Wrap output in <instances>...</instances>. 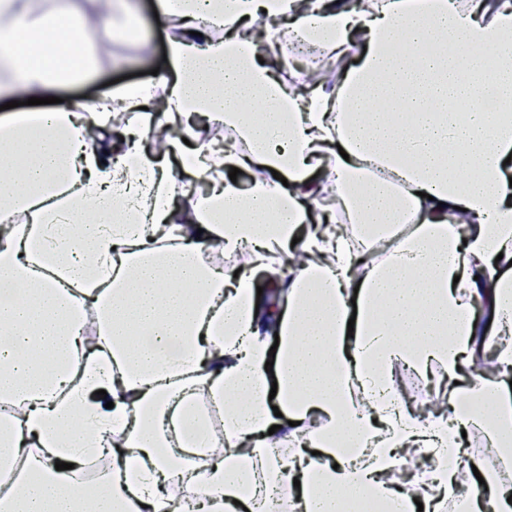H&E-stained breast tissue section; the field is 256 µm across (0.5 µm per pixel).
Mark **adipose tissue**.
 Returning a JSON list of instances; mask_svg holds the SVG:
<instances>
[{"instance_id": "obj_1", "label": "adipose tissue", "mask_w": 512, "mask_h": 512, "mask_svg": "<svg viewBox=\"0 0 512 512\" xmlns=\"http://www.w3.org/2000/svg\"><path fill=\"white\" fill-rule=\"evenodd\" d=\"M154 9L179 23L164 77L0 118V473L27 470L0 512H275L283 490L296 512H512L461 439L512 447V0ZM95 30L143 33L134 0H0V98L92 80ZM292 33L356 60L331 85L277 78ZM198 116L246 150L214 157ZM172 124L186 139L142 147ZM399 362L444 366L440 406L400 399ZM91 448L112 472L89 493Z\"/></svg>"}]
</instances>
